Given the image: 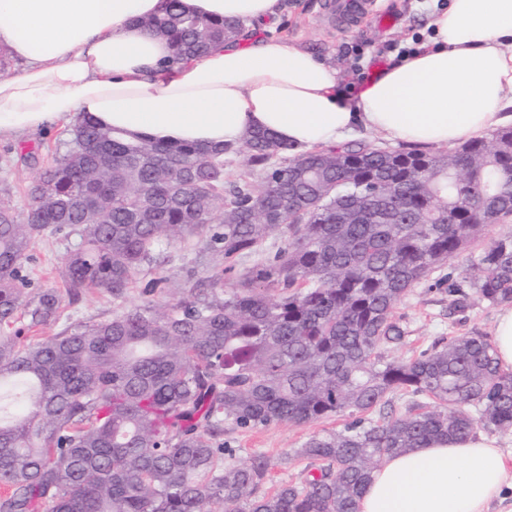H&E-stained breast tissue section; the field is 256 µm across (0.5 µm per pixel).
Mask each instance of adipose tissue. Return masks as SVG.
Returning <instances> with one entry per match:
<instances>
[{
	"label": "adipose tissue",
	"instance_id": "adipose-tissue-1",
	"mask_svg": "<svg viewBox=\"0 0 512 512\" xmlns=\"http://www.w3.org/2000/svg\"><path fill=\"white\" fill-rule=\"evenodd\" d=\"M188 12L262 24L281 0H181ZM163 0H0V134L89 118L131 138L220 146L263 129L303 149L356 129L418 146L501 126L512 105V0H451L430 43L347 94L311 52L280 40L214 45L166 67L170 43L145 31ZM512 489V456L472 434L386 458L360 512H485Z\"/></svg>",
	"mask_w": 512,
	"mask_h": 512
}]
</instances>
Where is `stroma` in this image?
I'll return each mask as SVG.
<instances>
[{"label": "stroma", "mask_w": 512, "mask_h": 512, "mask_svg": "<svg viewBox=\"0 0 512 512\" xmlns=\"http://www.w3.org/2000/svg\"><path fill=\"white\" fill-rule=\"evenodd\" d=\"M448 0H380L381 7L393 11L397 22L381 29L365 23L344 29L324 20L326 0H284V8L275 22L257 26L258 36L281 38L290 45L308 49L336 72L339 82H346L352 67L374 72L372 58L388 43L413 48L428 42L432 30L428 17ZM363 55H356V48ZM73 137L70 125L58 122L21 135L0 136V199L11 200L17 215H25L27 188L50 165L55 155L65 151ZM76 237L49 234L35 242L31 261L24 273L32 287H61L59 270L66 255L76 244ZM221 259L208 255L201 241L190 238L166 243L153 277L162 279L164 287H180L186 270H195L198 278H206L221 269ZM143 298L141 284H134L124 298L114 299L103 289L87 290L79 300L63 299L60 316L41 330L49 337L89 322L110 318L115 311L139 303ZM498 308L479 298H472L468 310L461 315L448 312V294L433 282L415 287L398 305L395 318L405 331L403 339L388 350L389 357L406 358L448 336L477 332L492 335ZM342 419L316 422L304 426L288 423L265 428L241 430L225 426L223 441L231 448L233 462L247 461L256 454L268 457L270 472L264 491L298 480L309 462L294 456L293 451L310 435L341 428Z\"/></svg>", "instance_id": "stroma-1"}]
</instances>
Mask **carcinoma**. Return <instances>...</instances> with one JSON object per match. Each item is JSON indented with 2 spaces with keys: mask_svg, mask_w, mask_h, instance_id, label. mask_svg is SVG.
Wrapping results in <instances>:
<instances>
[{
  "mask_svg": "<svg viewBox=\"0 0 512 512\" xmlns=\"http://www.w3.org/2000/svg\"><path fill=\"white\" fill-rule=\"evenodd\" d=\"M175 64L237 39L165 0L142 21ZM244 153L256 181L227 185ZM19 219L0 202V326L55 322L57 289L26 287L35 240L79 242L60 270L69 298L125 296L163 243L196 237L224 262L171 301L144 299L46 339L0 336V512H358L371 474L393 454L477 424L512 431V370L491 340L450 336L402 359L394 318L411 288L512 221V126L443 151L347 143L296 151L263 131L222 147L173 145L80 122L66 151L28 189ZM285 246L236 271L273 234ZM234 275L224 287V275ZM449 306L512 303V234L439 282ZM405 414L370 417L393 395ZM352 417L294 453L297 482L260 488L269 462L224 463L216 438L242 429Z\"/></svg>",
  "mask_w": 512,
  "mask_h": 512,
  "instance_id": "obj_1",
  "label": "carcinoma"
}]
</instances>
